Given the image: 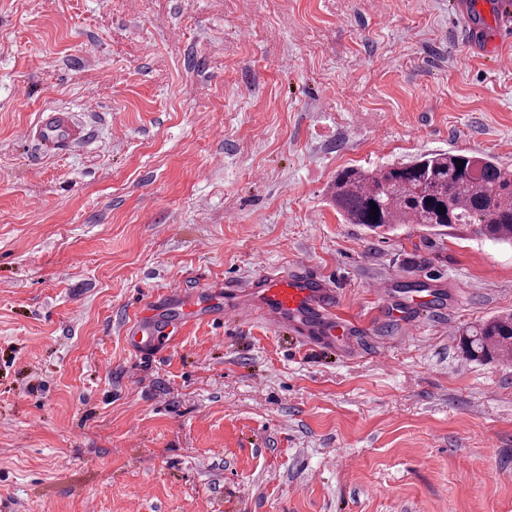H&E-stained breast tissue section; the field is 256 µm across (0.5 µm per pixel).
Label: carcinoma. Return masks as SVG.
<instances>
[{
    "label": "carcinoma",
    "instance_id": "obj_1",
    "mask_svg": "<svg viewBox=\"0 0 512 512\" xmlns=\"http://www.w3.org/2000/svg\"><path fill=\"white\" fill-rule=\"evenodd\" d=\"M331 197L348 223L372 231L474 224L482 238L512 245V169L492 159L435 152L371 170L345 168L336 174ZM460 344L471 361L512 356V315L467 328Z\"/></svg>",
    "mask_w": 512,
    "mask_h": 512
}]
</instances>
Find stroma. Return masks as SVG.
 <instances>
[{
	"label": "stroma",
	"mask_w": 512,
	"mask_h": 512,
	"mask_svg": "<svg viewBox=\"0 0 512 512\" xmlns=\"http://www.w3.org/2000/svg\"><path fill=\"white\" fill-rule=\"evenodd\" d=\"M454 14L0 0V512H512V360L457 336L512 313V246L380 237L329 192L441 151L512 166L493 15ZM47 108L86 141L39 155ZM268 272L324 279L345 341L228 312L132 351L147 299L242 304Z\"/></svg>",
	"instance_id": "35a3bbf8"
}]
</instances>
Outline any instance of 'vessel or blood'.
<instances>
[{"label": "vessel or blood", "instance_id": "obj_1", "mask_svg": "<svg viewBox=\"0 0 512 512\" xmlns=\"http://www.w3.org/2000/svg\"><path fill=\"white\" fill-rule=\"evenodd\" d=\"M40 146L50 153H60L86 135L84 127L76 123L72 113L46 110L39 113L31 130ZM252 300L241 307L242 316L252 319H271L308 342L323 338L335 343L345 334L336 321V303L331 288L316 277L290 278L267 274L251 285ZM206 304H187L164 313L157 307L148 308L138 316L137 327L129 341L141 353L153 352L165 346L175 324L206 316Z\"/></svg>", "mask_w": 512, "mask_h": 512}]
</instances>
